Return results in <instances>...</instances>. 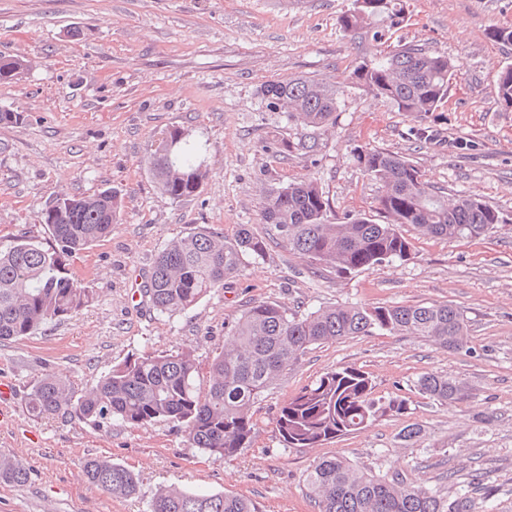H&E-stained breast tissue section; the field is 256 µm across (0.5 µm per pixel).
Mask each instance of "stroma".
<instances>
[{
  "instance_id": "obj_1",
  "label": "stroma",
  "mask_w": 512,
  "mask_h": 512,
  "mask_svg": "<svg viewBox=\"0 0 512 512\" xmlns=\"http://www.w3.org/2000/svg\"><path fill=\"white\" fill-rule=\"evenodd\" d=\"M395 37L447 54L460 65L443 111L419 118L352 85L351 72L377 49L341 29L353 0H0V54L25 58L20 80L0 83V246L19 237L51 242L38 215L58 193L114 190L122 201L112 232L71 268L93 300L36 335L0 341V452L30 470L0 484V512H149L154 491L175 485L226 492L261 512H317L305 477L319 459L345 456L376 473L400 471L444 496L480 475L482 512H512V112L501 111L497 79L512 45L489 29L512 26V0H405ZM304 76L343 88L333 125L312 128L267 108L262 85ZM431 127L430 140L419 139ZM181 128L202 144L210 168L199 192L175 201L157 188L148 158ZM407 157L448 193L472 195L504 217L495 232L448 242L404 233L407 260L352 275L311 268L277 242L247 260L196 305L175 315L133 294L171 239L196 228L234 239L240 225L263 231V194L316 178L337 217L379 219V182L354 159L360 146ZM277 302L309 311L332 304L448 303L464 311L469 343L449 352L414 336H359L322 344L290 367L255 408L252 444L236 456L204 455L173 421L134 427L58 416L33 418L25 396L48 371L77 392L112 366L182 346L207 362L244 308ZM369 373L376 396L404 398L384 416L318 448H287L274 419L283 402L336 367ZM466 382L471 397L451 407L415 388L425 373ZM493 425L481 423L484 413ZM418 424L407 445L398 434ZM106 458L134 470L141 491L114 497L89 483L85 462Z\"/></svg>"
}]
</instances>
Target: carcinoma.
<instances>
[{"label":"carcinoma","mask_w":512,"mask_h":512,"mask_svg":"<svg viewBox=\"0 0 512 512\" xmlns=\"http://www.w3.org/2000/svg\"><path fill=\"white\" fill-rule=\"evenodd\" d=\"M404 18L402 0H354L339 24L347 33L361 31L383 45ZM26 69L25 60L0 54L1 83L18 79ZM458 70L444 53L399 42L377 57L360 60L351 80L400 112L426 117L441 111ZM259 94L289 119L322 128L335 122L341 92L293 77L267 83ZM498 101L502 111L512 112V66L498 75ZM198 156L199 148L185 138L169 156L160 144L148 159L158 189L174 201L195 196L208 175ZM354 158L383 185L378 206L384 223L359 216L334 221L317 179L288 182L263 199V233L243 224L231 241L203 230L169 241L154 262L145 296L162 314L187 310L238 276L246 259L264 257L273 236L313 268L347 275L407 259L411 242L402 232L406 224L425 236L454 241L485 237L502 222L496 208L476 197L445 195L406 157L365 146L356 149ZM120 210L121 200L110 189L81 197L60 194L40 213L53 244L29 238L0 248V340L35 335L92 301L91 289L74 277L70 261L112 231ZM398 334L455 351L468 343V321L460 309L442 303L334 305L300 313L276 302L254 301L227 332L224 349L205 366L187 347L148 352L112 366L97 386L79 395L49 373L31 387L26 407L35 418H115L138 427L173 420L183 424L192 447L232 457L252 441L255 404L313 347ZM415 387L423 397L448 406L470 397L462 381L441 373L420 376ZM406 412L401 398L374 397L367 372L339 367L291 395L278 411L275 428L288 448H316L378 417ZM84 475L111 495L139 491L137 474L109 459L88 460ZM29 477L21 461L0 453L1 484H20ZM305 482L319 512H480L467 488L445 497L403 473L374 474L344 456L318 461ZM151 504L160 507L151 512H260L255 502L240 495L175 486L158 488Z\"/></svg>","instance_id":"cac0c4a2"}]
</instances>
